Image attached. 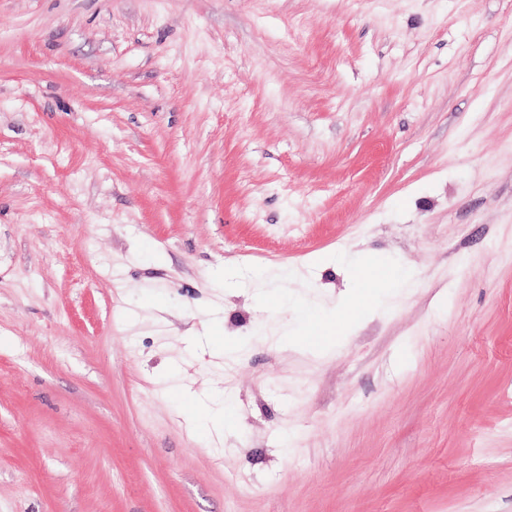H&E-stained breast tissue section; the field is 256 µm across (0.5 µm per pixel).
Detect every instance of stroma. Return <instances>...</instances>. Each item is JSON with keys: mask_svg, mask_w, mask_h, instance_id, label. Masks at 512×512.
<instances>
[{"mask_svg": "<svg viewBox=\"0 0 512 512\" xmlns=\"http://www.w3.org/2000/svg\"><path fill=\"white\" fill-rule=\"evenodd\" d=\"M0 512H512V0H0ZM355 277L361 283L383 288L355 289L334 311H327L305 301L293 304L295 321L282 336L308 352L325 355L345 340L366 316H381L389 309V299L415 288V274L401 266L373 260L358 269ZM378 290H385L383 298ZM363 317V318H362Z\"/></svg>", "mask_w": 512, "mask_h": 512, "instance_id": "1", "label": "stroma"}]
</instances>
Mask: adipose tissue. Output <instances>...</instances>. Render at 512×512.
<instances>
[{"instance_id": "adipose-tissue-1", "label": "adipose tissue", "mask_w": 512, "mask_h": 512, "mask_svg": "<svg viewBox=\"0 0 512 512\" xmlns=\"http://www.w3.org/2000/svg\"><path fill=\"white\" fill-rule=\"evenodd\" d=\"M360 289L351 292L333 311L298 300L294 303L295 321L283 332L289 342L308 352L324 355L345 340L363 317L382 315L389 300L416 285L411 270L382 260L356 270Z\"/></svg>"}]
</instances>
